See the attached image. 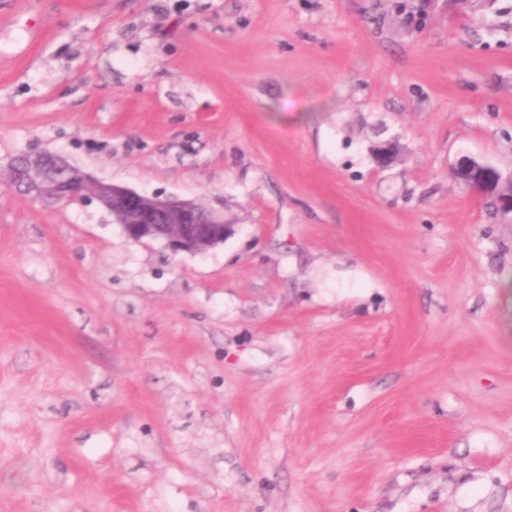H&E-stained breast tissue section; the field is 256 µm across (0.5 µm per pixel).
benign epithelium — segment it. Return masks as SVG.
I'll return each instance as SVG.
<instances>
[{
  "mask_svg": "<svg viewBox=\"0 0 512 512\" xmlns=\"http://www.w3.org/2000/svg\"><path fill=\"white\" fill-rule=\"evenodd\" d=\"M458 183L468 191L495 198L504 214H512V175L505 178L493 165L469 156L455 166ZM10 178L23 194L59 202L94 198L122 225L133 243L161 241L172 254H196L221 243L232 225L214 211L188 200L148 197L95 179L57 156L38 153L16 158Z\"/></svg>",
  "mask_w": 512,
  "mask_h": 512,
  "instance_id": "obj_1",
  "label": "benign epithelium"
}]
</instances>
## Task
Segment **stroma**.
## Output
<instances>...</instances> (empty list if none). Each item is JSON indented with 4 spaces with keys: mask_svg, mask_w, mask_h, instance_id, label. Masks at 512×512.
<instances>
[{
    "mask_svg": "<svg viewBox=\"0 0 512 512\" xmlns=\"http://www.w3.org/2000/svg\"><path fill=\"white\" fill-rule=\"evenodd\" d=\"M38 152L234 232L131 243ZM462 156L512 173V0H0V512H512Z\"/></svg>",
    "mask_w": 512,
    "mask_h": 512,
    "instance_id": "obj_1",
    "label": "stroma"
}]
</instances>
